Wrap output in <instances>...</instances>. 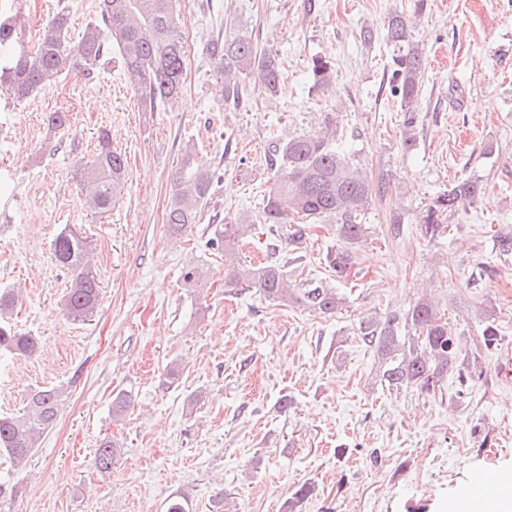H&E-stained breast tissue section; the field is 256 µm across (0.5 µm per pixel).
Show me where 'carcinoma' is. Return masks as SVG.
<instances>
[{
    "label": "carcinoma",
    "instance_id": "1",
    "mask_svg": "<svg viewBox=\"0 0 512 512\" xmlns=\"http://www.w3.org/2000/svg\"><path fill=\"white\" fill-rule=\"evenodd\" d=\"M175 0H99L97 17L87 23L78 40L68 41L70 11L61 9L43 27L36 45L30 49L23 39L24 24L16 15L0 18V86L22 102L46 83L79 68L89 70L105 63L117 50L121 66L137 86V103L143 112H156L182 92L187 50L184 33L175 15ZM386 44L392 48L391 83L404 112L402 144L411 150L417 142V103L424 71L422 52L410 39L408 22L401 15L388 20ZM210 76L224 88V102L237 106L243 99L246 80H252L266 94L279 92L283 81L277 55L260 48L252 37L239 33L231 38L216 37L207 44ZM308 76L313 87L328 85L334 77L330 61L311 58ZM69 123V114L50 112L45 117L48 131L55 132ZM343 133L328 122L323 135H297L274 138L265 157L275 172L271 187L263 191L258 219L264 224H320L335 219L336 235L356 247L366 233L365 216L372 201L383 195L358 167L340 152ZM126 163L122 153L112 148L108 133L99 136V149L91 164L83 169L87 191L82 198L88 210L104 214L125 187ZM215 172L184 158L173 178L166 224L173 235L202 223L210 206ZM482 190L478 179L460 182L437 195L421 214L422 232L431 238L448 228L445 221ZM252 222L239 216H225L215 225L211 247L224 254V286L254 288L268 300L289 306L297 304L323 315L335 313L342 305L336 288L310 283L303 288L288 285L285 265L276 260L241 261L247 228ZM52 254L57 265L75 273L65 294V311L75 322L91 317L100 298V281L87 269V238L64 229L53 240ZM329 268L336 278L348 277L354 268L352 252L338 250L327 254ZM15 304L14 295L0 291V353L32 357L39 342L21 334L7 323ZM357 336L374 349L381 369V381L388 388L413 387L436 394L448 376L457 372L461 390L470 388L476 372L470 370L471 353L448 334L434 305L426 298L406 309H392L383 316L359 322ZM500 341L493 321L485 323L477 349L491 350ZM63 389L43 387L33 391L24 412L18 416L0 415V452L13 467H20L37 448L44 432L57 419ZM119 453L116 445L103 441L95 452V464L112 467ZM314 491L309 484L298 486L288 498L285 512L298 508Z\"/></svg>",
    "mask_w": 512,
    "mask_h": 512
}]
</instances>
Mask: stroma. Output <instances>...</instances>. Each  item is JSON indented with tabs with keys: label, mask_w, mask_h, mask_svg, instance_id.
Returning <instances> with one entry per match:
<instances>
[{
	"label": "stroma",
	"mask_w": 512,
	"mask_h": 512,
	"mask_svg": "<svg viewBox=\"0 0 512 512\" xmlns=\"http://www.w3.org/2000/svg\"><path fill=\"white\" fill-rule=\"evenodd\" d=\"M65 7L75 36L98 0H0L31 44ZM176 10L191 42L185 85L158 111H140L114 64L62 75L20 103L0 87V289L16 295L12 327L40 341L33 358L0 359V414L21 412L34 388L65 391L25 467L0 456L11 486L0 512H166L175 495L193 512H282L304 482L315 491L300 512H446L471 477L512 475V380L497 373L512 357V254L497 243L512 231V0H176ZM394 14L425 55L410 151L379 36ZM219 28L278 55L277 95L253 86L238 109L225 108L206 54ZM365 28L378 33L372 43L360 39ZM315 56L335 72L320 89L308 79ZM55 110L71 121L51 137L43 116ZM329 116L350 162L386 191L368 211L352 275L336 284L342 307L327 318L225 287L208 224L173 236L164 214L189 152L219 175L211 212L257 213L273 181L271 133L321 134ZM104 129L127 176L98 216L81 204L80 170ZM467 178L481 180V195L452 217L450 233L428 240L422 212ZM69 224L101 280L84 322L63 310L72 273L50 251ZM290 231L254 225L244 260L275 248L294 285L330 278L325 255L343 245L333 224L311 225L296 245ZM190 266L203 269L202 286H185ZM423 298L467 349L496 320L501 340L479 352L467 394L453 372L433 396L388 389L355 333L362 317ZM174 363L182 373L171 386ZM120 392L131 404L117 418ZM106 440L121 452L104 472L94 454Z\"/></svg>",
	"instance_id": "stroma-1"
}]
</instances>
